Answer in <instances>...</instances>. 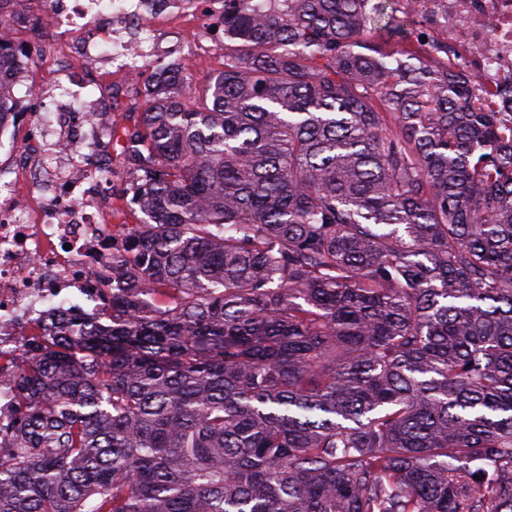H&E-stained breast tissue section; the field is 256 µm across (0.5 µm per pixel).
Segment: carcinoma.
Wrapping results in <instances>:
<instances>
[{"label": "carcinoma", "instance_id": "carcinoma-1", "mask_svg": "<svg viewBox=\"0 0 512 512\" xmlns=\"http://www.w3.org/2000/svg\"><path fill=\"white\" fill-rule=\"evenodd\" d=\"M443 16L224 0L211 105L124 116L108 323L26 341L0 512H512V113Z\"/></svg>", "mask_w": 512, "mask_h": 512}]
</instances>
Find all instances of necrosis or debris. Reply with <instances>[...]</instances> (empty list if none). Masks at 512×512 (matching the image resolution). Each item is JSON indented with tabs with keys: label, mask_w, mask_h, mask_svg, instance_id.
I'll list each match as a JSON object with an SVG mask.
<instances>
[{
	"label": "necrosis or debris",
	"mask_w": 512,
	"mask_h": 512,
	"mask_svg": "<svg viewBox=\"0 0 512 512\" xmlns=\"http://www.w3.org/2000/svg\"><path fill=\"white\" fill-rule=\"evenodd\" d=\"M60 35L65 59L59 76L94 73L109 63L115 79L143 92L151 59L185 57L184 39L163 38L161 26L190 28L197 42L214 47L224 24V0H44ZM448 60L490 84L512 86V0H447ZM29 0H13L0 22V93L11 95L15 26L28 20ZM112 39L104 58L96 38ZM53 102L50 120L31 115L24 144L13 147L14 168L0 172V427L13 425L14 359L27 330L52 307L94 315L99 296L93 280H111L112 227L103 220L112 175L111 109L41 92ZM89 149L91 163L71 162L75 148Z\"/></svg>",
	"instance_id": "necrosis-or-debris-1"
}]
</instances>
